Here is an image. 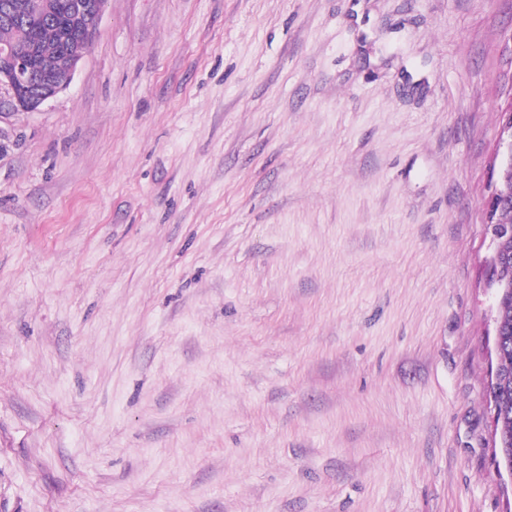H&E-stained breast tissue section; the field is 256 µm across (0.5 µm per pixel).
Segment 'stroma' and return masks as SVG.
I'll return each mask as SVG.
<instances>
[{"mask_svg":"<svg viewBox=\"0 0 512 512\" xmlns=\"http://www.w3.org/2000/svg\"><path fill=\"white\" fill-rule=\"evenodd\" d=\"M511 99L512 0H110L0 119V512H512ZM503 123L501 136L498 142L496 157L498 166L496 173L493 171L495 180L492 185L491 193L486 200V236L489 238V247L491 257L489 261L490 273L487 278V288L491 290L494 309V353L495 369L492 371L491 381L488 387L487 398L491 402L493 416L492 421L495 430V461L499 469H503L509 479L512 481V447L508 448L504 436L512 441V303H506L500 309L499 320L503 329L510 334V346L504 356L501 357L500 369L509 375V386L504 398L497 396V405L500 413L499 426L503 435L498 431L496 418L497 407L495 405V394L501 383V374L499 370L500 354L503 348V332L498 321V310L500 306L508 301H512V284L503 281L512 282V260L509 254H512V237H503L500 241L502 251L498 248L499 239L506 234L507 228L503 224L512 225V99L505 109H502ZM503 211V212H502ZM502 212V213H501ZM501 213L499 222V214ZM506 262V263H505ZM504 263L503 265H501ZM501 265V266H500ZM500 266L499 268H497ZM496 269L495 274L493 271ZM500 279V280H499ZM502 280V281H501ZM506 408L505 416H501V408Z\"/></svg>","mask_w":512,"mask_h":512,"instance_id":"stroma-1","label":"stroma"}]
</instances>
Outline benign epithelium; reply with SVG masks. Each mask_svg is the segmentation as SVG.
<instances>
[{
	"mask_svg": "<svg viewBox=\"0 0 512 512\" xmlns=\"http://www.w3.org/2000/svg\"><path fill=\"white\" fill-rule=\"evenodd\" d=\"M109 0H70L68 10L71 16L80 19L90 18L80 35V45L68 56L67 67L57 75L41 82L32 80L28 62L19 59L11 44L0 42V109L3 107L15 113L38 111L43 104L59 92L70 87L79 63L87 55L93 34L103 16ZM8 16L15 18L25 26L52 19L57 5L47 0H10L3 6ZM503 123L498 142L496 157L498 166L491 193L486 200V236L489 238L491 257L490 270H495L512 257L503 254L498 248L499 239L506 234V226L500 224L499 214L512 209V102L502 110ZM487 288L491 290L493 309L512 301V284L499 280L494 275L487 278ZM495 461L498 468L504 470L512 480V448L508 447L500 431H495Z\"/></svg>",
	"mask_w": 512,
	"mask_h": 512,
	"instance_id": "1",
	"label": "benign epithelium"
}]
</instances>
